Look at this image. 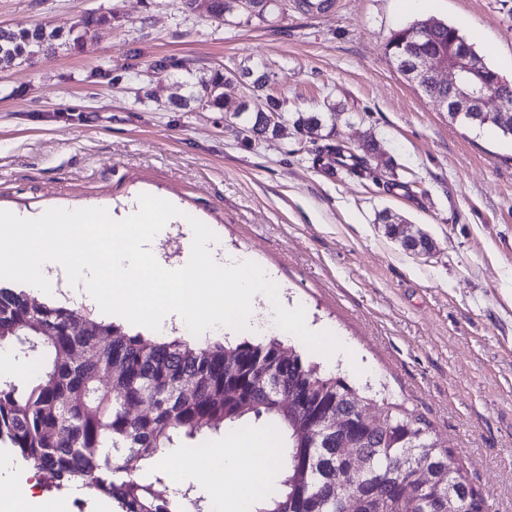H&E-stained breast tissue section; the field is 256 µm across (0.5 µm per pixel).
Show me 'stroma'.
I'll list each match as a JSON object with an SVG mask.
<instances>
[{
  "mask_svg": "<svg viewBox=\"0 0 512 512\" xmlns=\"http://www.w3.org/2000/svg\"><path fill=\"white\" fill-rule=\"evenodd\" d=\"M209 0H0V26L80 43L0 70V210L164 198L259 264L287 305L352 354L314 355L374 400L422 417L492 512H512V139L451 123L385 47L420 18L460 26L512 81V0H292L261 23ZM105 24L83 30L87 14ZM261 67L288 121L244 138L229 112L182 106L187 77ZM299 112H319L316 135ZM428 234L403 250L376 214ZM189 223L165 225L169 266Z\"/></svg>",
  "mask_w": 512,
  "mask_h": 512,
  "instance_id": "35a3bbf8",
  "label": "stroma"
}]
</instances>
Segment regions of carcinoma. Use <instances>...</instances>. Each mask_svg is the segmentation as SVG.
<instances>
[{
  "instance_id": "cac0c4a2",
  "label": "carcinoma",
  "mask_w": 512,
  "mask_h": 512,
  "mask_svg": "<svg viewBox=\"0 0 512 512\" xmlns=\"http://www.w3.org/2000/svg\"><path fill=\"white\" fill-rule=\"evenodd\" d=\"M209 10L215 17L242 12L238 0H210ZM412 30L391 35L387 51L393 61L403 57ZM56 39L58 34L43 26L0 27V69L28 62L36 52L49 54ZM456 40L468 42L457 26L435 21L415 49L446 51ZM235 77V71L218 68L207 78L187 81L183 105L227 108L224 85ZM294 125L315 134L322 117L300 113ZM247 126L257 135L283 132L282 124L268 126L259 112ZM0 344L39 358L36 372L23 384L0 375V447L33 469L50 471L53 487L103 495L119 512H182L189 503L202 512L205 496L191 484L167 499L157 494L166 473L153 461L180 447L183 438L234 429L249 418L264 421L279 443L281 473L253 512H336V472L362 462L367 475L344 502L347 512H423L427 494L434 498L435 512H448L450 496L466 503V512H489L487 499L454 466L451 450L439 445L422 419L396 404H384L377 422L355 424L353 457L336 453L334 434L308 446L312 418L346 407L351 383L298 354L293 368L282 372L283 390L291 383L308 399L289 406L288 396L277 398L258 387L282 347L275 338L235 345L154 341L63 305H35L23 289L0 286ZM188 382L194 390L183 397L180 390ZM132 404H145L149 411L132 414ZM411 443L420 445L417 456L401 467L397 461ZM446 467L452 494L430 483L433 473ZM396 482L424 491L402 496L381 490L382 484Z\"/></svg>"
}]
</instances>
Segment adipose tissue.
<instances>
[{
  "mask_svg": "<svg viewBox=\"0 0 512 512\" xmlns=\"http://www.w3.org/2000/svg\"><path fill=\"white\" fill-rule=\"evenodd\" d=\"M271 454L264 436L254 435L208 449L203 461L196 452L174 451L163 455L160 463L173 486L190 479L205 482L215 491V512H236L241 496L261 494L270 475L266 462ZM10 469L9 461L0 462V497L22 501L26 512H66V499H49L35 493L32 485L11 479Z\"/></svg>",
  "mask_w": 512,
  "mask_h": 512,
  "instance_id": "adipose-tissue-1",
  "label": "adipose tissue"
}]
</instances>
